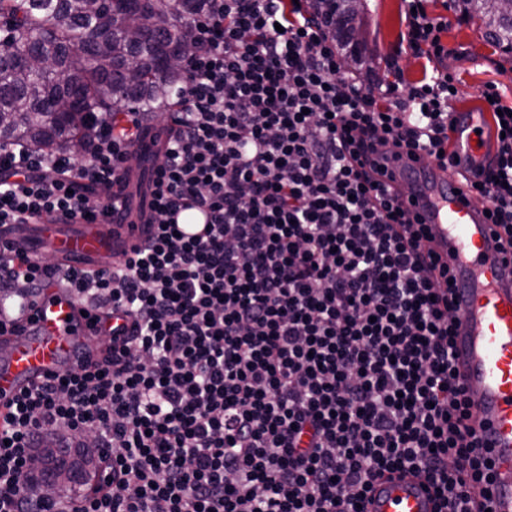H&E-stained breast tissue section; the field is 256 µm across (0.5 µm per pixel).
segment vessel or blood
<instances>
[{
	"mask_svg": "<svg viewBox=\"0 0 512 512\" xmlns=\"http://www.w3.org/2000/svg\"><path fill=\"white\" fill-rule=\"evenodd\" d=\"M495 141L493 113L458 112L448 126V149L458 159L454 169L431 159L404 167L391 158L387 165L403 169V206L426 225L456 290L453 363L473 404L468 425L494 471L492 483L472 485V500L488 504L491 512H512V255L499 248L502 228L488 221L462 183L469 169L486 163ZM112 192L111 222L69 223L45 215L16 226L11 237L26 241L34 253H51L83 270L96 269L103 254L120 266L145 236L141 171L125 174ZM82 307L74 293L52 287L38 298L21 335H0V410L22 389L75 366L93 333L89 319L80 315ZM435 507L423 478L405 474L379 479L368 510L434 512Z\"/></svg>",
	"mask_w": 512,
	"mask_h": 512,
	"instance_id": "vessel-or-blood-1",
	"label": "vessel or blood"
}]
</instances>
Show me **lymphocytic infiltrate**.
Listing matches in <instances>:
<instances>
[{
  "label": "lymphocytic infiltrate",
  "instance_id": "lymphocytic-infiltrate-1",
  "mask_svg": "<svg viewBox=\"0 0 512 512\" xmlns=\"http://www.w3.org/2000/svg\"><path fill=\"white\" fill-rule=\"evenodd\" d=\"M405 39L445 55L421 0ZM165 110L148 235L122 268H61L0 243V301L52 283L91 302L100 355L0 413V512H361L388 472L422 476L438 512H472L492 461L465 422L448 282L398 195L366 168L375 143L448 163L452 80L360 82L332 26L288 0H205ZM471 183L512 249V107ZM141 113L93 116L84 161L0 146V227L42 214L107 221ZM207 211L201 234L171 217ZM67 432L96 482L70 500L25 491L32 449Z\"/></svg>",
  "mask_w": 512,
  "mask_h": 512
}]
</instances>
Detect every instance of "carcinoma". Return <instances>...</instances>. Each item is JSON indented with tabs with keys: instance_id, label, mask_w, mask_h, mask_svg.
Returning a JSON list of instances; mask_svg holds the SVG:
<instances>
[{
	"instance_id": "carcinoma-1",
	"label": "carcinoma",
	"mask_w": 512,
	"mask_h": 512,
	"mask_svg": "<svg viewBox=\"0 0 512 512\" xmlns=\"http://www.w3.org/2000/svg\"><path fill=\"white\" fill-rule=\"evenodd\" d=\"M336 41L348 46L346 25L354 19L353 0H341ZM477 18L483 34L499 46H512V15L494 0H459ZM203 0H0V143L22 139L38 151L82 146L93 112L117 116L145 112L154 119L178 84L181 71L166 63L168 52L189 37L181 20L202 9ZM143 10L154 27L132 42L126 17ZM44 58L38 74L19 51ZM42 472L73 489L88 475L94 459L76 451L41 449Z\"/></svg>"
}]
</instances>
